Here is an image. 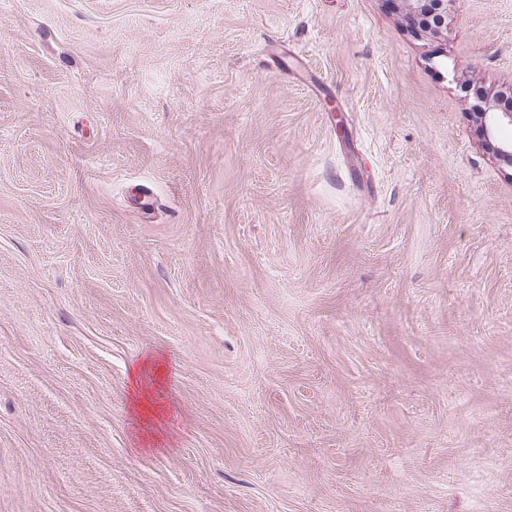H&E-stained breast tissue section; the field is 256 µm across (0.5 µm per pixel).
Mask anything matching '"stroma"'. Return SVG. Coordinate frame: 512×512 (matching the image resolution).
<instances>
[{
  "label": "stroma",
  "instance_id": "35a3bbf8",
  "mask_svg": "<svg viewBox=\"0 0 512 512\" xmlns=\"http://www.w3.org/2000/svg\"><path fill=\"white\" fill-rule=\"evenodd\" d=\"M511 84L512 0H0V512H512ZM403 12L406 25L416 35L436 37L448 25V10L455 0H390ZM479 136L492 156L503 164L512 167V106H495L490 102L481 112H473Z\"/></svg>",
  "mask_w": 512,
  "mask_h": 512
}]
</instances>
